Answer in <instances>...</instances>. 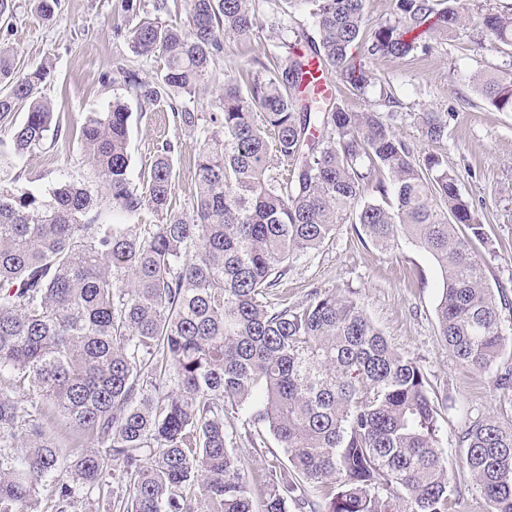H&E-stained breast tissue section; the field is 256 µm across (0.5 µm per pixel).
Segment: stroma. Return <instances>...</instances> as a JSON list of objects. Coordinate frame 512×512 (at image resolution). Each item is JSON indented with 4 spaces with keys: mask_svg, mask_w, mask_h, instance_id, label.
<instances>
[{
    "mask_svg": "<svg viewBox=\"0 0 512 512\" xmlns=\"http://www.w3.org/2000/svg\"><path fill=\"white\" fill-rule=\"evenodd\" d=\"M19 3L9 29L0 30V42L14 48L18 68L50 59L51 74L39 94L59 113L65 129L56 144L44 145L26 158L21 186L44 196L60 182L79 177L83 172L80 152L68 127L91 113L106 111L119 98L131 112L133 176L148 167L158 142L171 141L177 171L175 197L178 203L187 202L195 190V137L181 130L169 107L140 111L124 86L102 82L120 66L149 80L164 66L161 55H136L127 38L116 34V27L124 23L120 0H59L48 20L29 0ZM478 13L473 2L470 21L447 39L432 41L429 54L379 58L371 66L399 101L396 128L400 136L416 154L443 155L449 169L458 173L461 191L491 241L489 248L479 252L486 280L511 300L500 309L502 321L508 322L512 320V112L496 110L474 88L475 78L503 61L502 53L490 43H478ZM262 19V28L225 48L226 73L237 74L266 53L287 57V46L270 36L268 27L275 21L285 20L293 31L313 30L302 12L283 17L276 8L266 7ZM425 110L449 113L447 139L435 144L421 138L416 120ZM317 287L352 293L389 343L416 358L428 377L429 395L438 412L450 481L456 490L452 512H489L463 462L459 437L465 424L480 416L512 422V400L493 386L487 374L458 362L442 341L436 319L442 277L433 257L409 242L395 253H380L345 224L319 251L294 263L276 292L298 304ZM224 425L235 435L233 448L245 464L253 504L261 506L269 469L285 464L286 457L270 433L249 437L236 410H225Z\"/></svg>",
    "mask_w": 512,
    "mask_h": 512,
    "instance_id": "obj_1",
    "label": "stroma"
}]
</instances>
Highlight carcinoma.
I'll return each mask as SVG.
<instances>
[{
	"label": "carcinoma",
	"instance_id": "carcinoma-1",
	"mask_svg": "<svg viewBox=\"0 0 512 512\" xmlns=\"http://www.w3.org/2000/svg\"><path fill=\"white\" fill-rule=\"evenodd\" d=\"M188 22L156 17L128 29L139 56L160 53L147 81L119 67L112 82L141 107L168 104L196 135L195 191L173 203L174 147L131 177L121 99L71 135L83 180L40 198L0 185V512H34L44 486L53 512L96 494L115 512H253L244 463L229 448L227 408L263 426L287 465L270 471L263 512H451L455 489L437 411L418 362L394 349L350 296L315 288L301 304L273 302L290 263L337 227L383 253L400 241L438 263L439 336L463 364L512 386L497 360L512 341L477 245L489 244L455 172L434 153L417 160L392 129L397 112H314L309 59L352 93L379 89L353 56L426 54L467 17L466 0H394V17L365 32V0H280L308 13L318 38L282 64L256 59L245 82L216 73L224 47L260 24L259 0H189ZM480 35L509 57L476 91L512 112V13L481 10ZM46 62L19 72L0 44V163L21 168L58 136L39 87ZM215 91L208 118L190 103ZM25 111L21 122L15 115ZM421 137H447L448 114L423 112ZM149 211L155 222L142 223ZM119 214L124 221L113 220ZM27 395L29 405L18 399ZM71 429L59 444L51 420ZM463 460L490 512H512V423L468 421ZM114 476L115 483L107 481Z\"/></svg>",
	"mask_w": 512,
	"mask_h": 512
}]
</instances>
